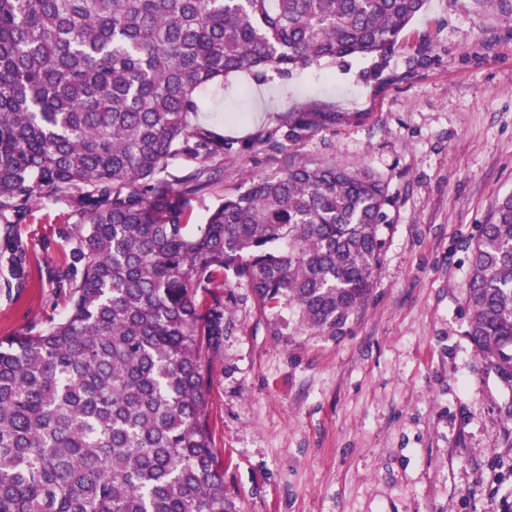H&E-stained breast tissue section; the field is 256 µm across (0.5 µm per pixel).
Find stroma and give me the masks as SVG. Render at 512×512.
Here are the masks:
<instances>
[{
    "mask_svg": "<svg viewBox=\"0 0 512 512\" xmlns=\"http://www.w3.org/2000/svg\"><path fill=\"white\" fill-rule=\"evenodd\" d=\"M198 98L199 124L233 141L287 112L336 115L287 154L228 155L225 190L289 157L369 168L390 198L372 292L342 335L294 330L243 284L224 302L209 417L239 512H503L512 387L482 369L466 331L471 245L512 193V0H427L385 63L233 73ZM68 213L37 204L20 224L32 280L0 288V337L67 314L41 271L64 258Z\"/></svg>",
    "mask_w": 512,
    "mask_h": 512,
    "instance_id": "35a3bbf8",
    "label": "stroma"
}]
</instances>
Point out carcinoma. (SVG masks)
I'll return each instance as SVG.
<instances>
[{
  "label": "carcinoma",
  "mask_w": 512,
  "mask_h": 512,
  "mask_svg": "<svg viewBox=\"0 0 512 512\" xmlns=\"http://www.w3.org/2000/svg\"><path fill=\"white\" fill-rule=\"evenodd\" d=\"M425 0H0V270L22 290L18 224L68 202L65 260L45 277L69 304L45 329L0 337V512H237L212 441L205 368L224 335L213 289L332 336L367 301L382 260L385 184L283 159L224 180L234 142L189 121L231 73L282 76L385 60ZM334 112H290L285 153ZM183 174L170 179L169 168ZM467 336L512 385V194L472 247Z\"/></svg>",
  "instance_id": "1"
}]
</instances>
